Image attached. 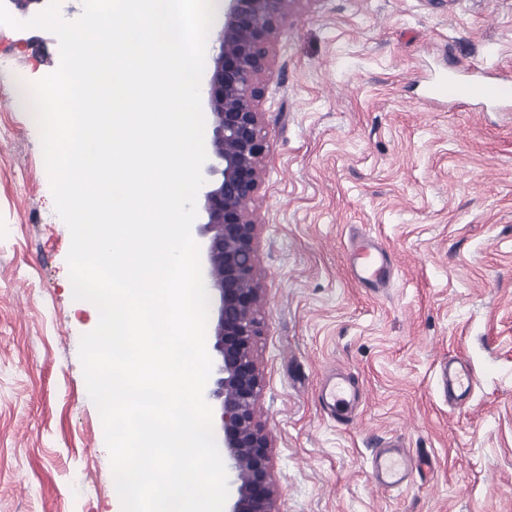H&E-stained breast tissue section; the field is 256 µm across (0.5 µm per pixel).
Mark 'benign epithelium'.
I'll list each match as a JSON object with an SVG mask.
<instances>
[{
    "label": "benign epithelium",
    "instance_id": "7a95c632",
    "mask_svg": "<svg viewBox=\"0 0 512 512\" xmlns=\"http://www.w3.org/2000/svg\"><path fill=\"white\" fill-rule=\"evenodd\" d=\"M293 2L225 0L224 25L213 35L206 82L212 137L199 232L208 238L203 282L219 301L213 349L222 357L221 377L210 395L221 399L224 464L235 487L226 512H275L270 440L255 417L262 378L252 344L260 334L263 288L251 204L265 155L258 79L266 69L269 43Z\"/></svg>",
    "mask_w": 512,
    "mask_h": 512
}]
</instances>
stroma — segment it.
<instances>
[{"mask_svg": "<svg viewBox=\"0 0 512 512\" xmlns=\"http://www.w3.org/2000/svg\"><path fill=\"white\" fill-rule=\"evenodd\" d=\"M39 12L0 25V512H114L78 356L95 318L13 95L60 62ZM449 67L512 79V0H294L269 46L253 354L277 512H512V111L427 101ZM356 228L391 252L389 288L351 282ZM453 356L475 376L459 407ZM336 371L361 389L354 420L319 401ZM395 439L425 458L399 490L370 474ZM442 388L448 395V403L464 404L474 387V374L469 365L459 358L448 359L440 375Z\"/></svg>", "mask_w": 512, "mask_h": 512, "instance_id": "1", "label": "stroma"}]
</instances>
